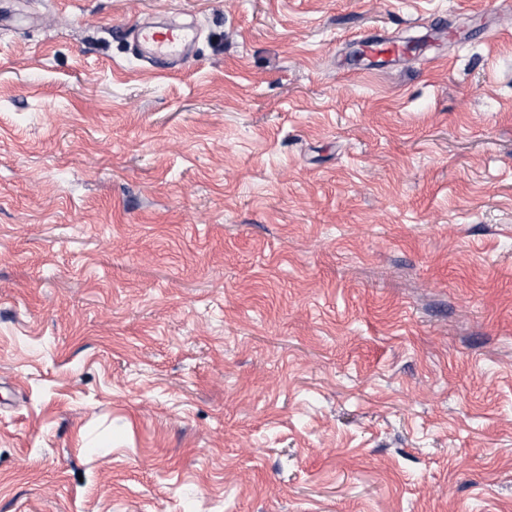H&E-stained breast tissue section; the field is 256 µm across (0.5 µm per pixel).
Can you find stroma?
Segmentation results:
<instances>
[{
  "mask_svg": "<svg viewBox=\"0 0 512 512\" xmlns=\"http://www.w3.org/2000/svg\"><path fill=\"white\" fill-rule=\"evenodd\" d=\"M418 5L465 40L348 66ZM19 8L0 512H512V0ZM131 34L141 47L147 49L148 64L157 71L174 69L193 41V34L184 26H164L147 20L137 22Z\"/></svg>",
  "mask_w": 512,
  "mask_h": 512,
  "instance_id": "1",
  "label": "stroma"
}]
</instances>
